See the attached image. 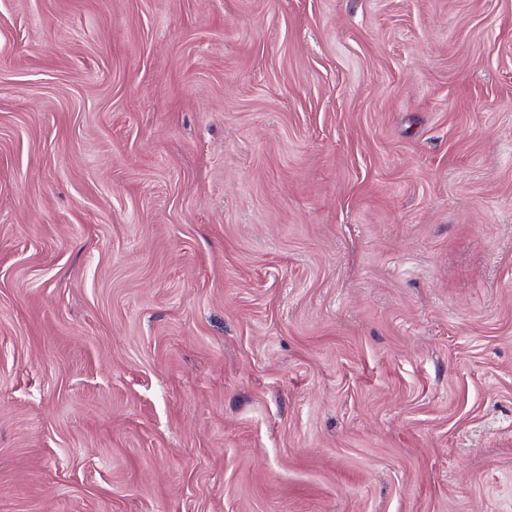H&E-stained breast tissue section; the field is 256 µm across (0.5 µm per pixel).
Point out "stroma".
I'll list each match as a JSON object with an SVG mask.
<instances>
[{"instance_id": "stroma-1", "label": "stroma", "mask_w": 512, "mask_h": 512, "mask_svg": "<svg viewBox=\"0 0 512 512\" xmlns=\"http://www.w3.org/2000/svg\"><path fill=\"white\" fill-rule=\"evenodd\" d=\"M0 512H512V0H0Z\"/></svg>"}]
</instances>
